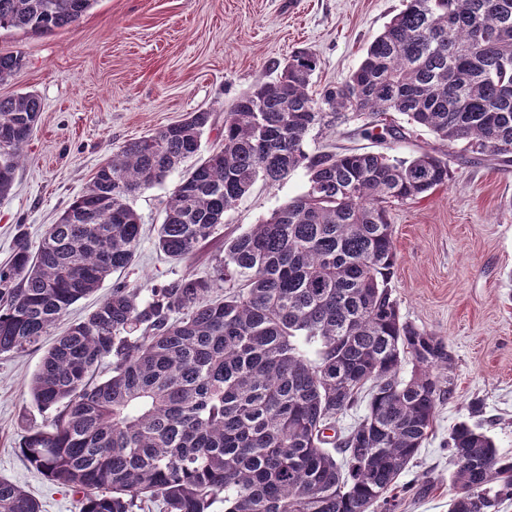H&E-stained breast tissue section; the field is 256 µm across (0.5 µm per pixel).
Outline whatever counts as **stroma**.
Segmentation results:
<instances>
[{"instance_id":"stroma-1","label":"stroma","mask_w":512,"mask_h":512,"mask_svg":"<svg viewBox=\"0 0 512 512\" xmlns=\"http://www.w3.org/2000/svg\"><path fill=\"white\" fill-rule=\"evenodd\" d=\"M401 6L402 0H96L74 27L0 29V52L24 56L23 67L0 82V96L31 91L43 104L14 187L0 197V266L18 233L38 247L48 225L126 142L198 110L223 122L238 96L274 80L275 63L300 48L319 60L314 86L342 82ZM448 152L447 185L390 211L400 314L443 337L455 357L454 398L438 405L427 439L400 476L395 512H448L454 466L444 443L459 421L474 419L512 456V167L465 161L455 146ZM181 176L174 171L131 198L142 224L131 267L72 305L38 344L0 355V478L36 498L41 512H81L80 495L52 484L19 449L28 424L53 418L34 404L29 382L55 338L115 284L148 288L184 274L209 277L225 240L269 218L307 182L302 169L274 184L257 181L195 255L174 260L157 249L155 237ZM476 399L483 408L474 416L469 405Z\"/></svg>"}]
</instances>
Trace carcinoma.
I'll return each instance as SVG.
<instances>
[{"mask_svg": "<svg viewBox=\"0 0 512 512\" xmlns=\"http://www.w3.org/2000/svg\"><path fill=\"white\" fill-rule=\"evenodd\" d=\"M93 3L0 0V28H69ZM23 61L20 51L0 52V81ZM317 63L297 51L276 79L235 100L221 148L169 197L156 245L188 258L259 178L273 184L303 168L304 192L224 242L209 278L183 275L146 297L114 285L31 378L35 405L57 413L27 427L21 453L81 494V512H143L156 502L163 512H209L218 501L224 512H392L437 406L453 399L447 341L400 315L388 211L447 184L448 159L428 150L309 154L304 142L342 116L377 143L424 128L468 159L512 165V0H403L344 81L312 89ZM40 112L34 93L0 97V197ZM392 112L410 129L387 123ZM210 125L211 113L189 112L127 142L37 250L17 237L0 267V354L37 344L131 265L140 220L129 200L198 155ZM104 363L110 375L98 381ZM365 388V415L338 433ZM446 446L457 488L448 512H499L512 499V457L465 421ZM0 512L40 510L0 479Z\"/></svg>", "mask_w": 512, "mask_h": 512, "instance_id": "obj_1", "label": "carcinoma"}]
</instances>
